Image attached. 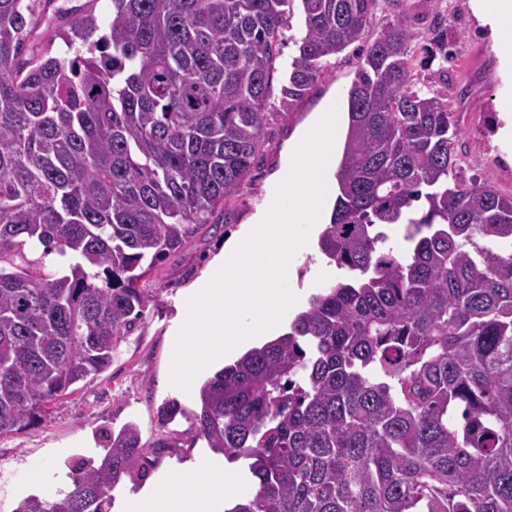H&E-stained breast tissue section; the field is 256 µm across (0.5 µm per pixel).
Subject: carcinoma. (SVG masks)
<instances>
[{"instance_id":"obj_1","label":"carcinoma","mask_w":512,"mask_h":512,"mask_svg":"<svg viewBox=\"0 0 512 512\" xmlns=\"http://www.w3.org/2000/svg\"><path fill=\"white\" fill-rule=\"evenodd\" d=\"M291 2L112 0L103 32L89 2L0 0V436L111 365L142 279L242 189ZM378 2L301 0L283 101L361 50L318 240L347 277L196 392L194 437L253 460L231 512H512V196L457 175L409 23L369 37ZM44 24L87 55H51ZM106 442L14 512H108L152 462L134 423Z\"/></svg>"}]
</instances>
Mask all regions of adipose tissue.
Masks as SVG:
<instances>
[{
    "label": "adipose tissue",
    "mask_w": 512,
    "mask_h": 512,
    "mask_svg": "<svg viewBox=\"0 0 512 512\" xmlns=\"http://www.w3.org/2000/svg\"><path fill=\"white\" fill-rule=\"evenodd\" d=\"M472 9L496 43L512 42V0H472ZM240 481L234 468L219 471L204 462L174 476L164 489L142 488L120 512H229L237 503L233 492Z\"/></svg>",
    "instance_id": "1"
}]
</instances>
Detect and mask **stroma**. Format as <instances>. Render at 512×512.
Masks as SVG:
<instances>
[{
    "label": "stroma",
    "mask_w": 512,
    "mask_h": 512,
    "mask_svg": "<svg viewBox=\"0 0 512 512\" xmlns=\"http://www.w3.org/2000/svg\"><path fill=\"white\" fill-rule=\"evenodd\" d=\"M399 17L417 33L410 54L421 84L443 95L457 120L460 176L512 195V179L498 166L506 149L494 131L497 104L512 96V81L501 78L500 52L479 26L470 0H380L370 29L379 31ZM437 27L444 29L449 47L464 51L463 63L457 65L444 61L441 53L426 52L427 39ZM302 32V7L299 0H293L269 82L265 129L268 146L246 184L228 202L233 212L231 223L192 240L145 278L148 303L140 326L119 345L104 372L80 382L73 393L53 402L38 427L0 437V512H13L32 494L53 498L59 475L68 471V461L90 455L92 449L101 448L106 431L120 430L130 422L137 425L142 443L152 445L162 440L167 444L153 465L147 485L163 487L169 477L193 468L203 459L223 466V456L214 454L206 441L192 439L188 433L190 413L197 408L194 392L176 391L166 385L170 340L177 327V309L189 289L226 239L236 236L257 209L267 204L268 180L287 165L288 146L308 118L330 101H347V91L358 70L359 49L354 45L331 58L305 97L289 106L283 103L281 87L288 64L297 53L295 41ZM169 400L178 401L184 412L164 423L160 408ZM34 472L42 475L37 488L30 484Z\"/></svg>",
    "instance_id": "1"
}]
</instances>
